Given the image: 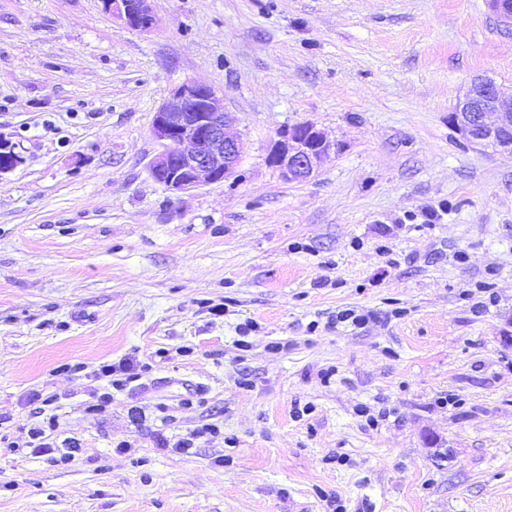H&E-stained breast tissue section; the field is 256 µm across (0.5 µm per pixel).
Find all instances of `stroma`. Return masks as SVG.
Wrapping results in <instances>:
<instances>
[{"label": "stroma", "instance_id": "1", "mask_svg": "<svg viewBox=\"0 0 512 512\" xmlns=\"http://www.w3.org/2000/svg\"><path fill=\"white\" fill-rule=\"evenodd\" d=\"M153 9L0 0V512H512V155L449 120L512 89L490 0ZM189 81L241 161L174 194L151 127ZM305 122L338 148L291 182ZM112 17L137 30H149L155 23L153 0H105ZM278 137L268 154V162L288 181L310 178L323 159L336 149V143L307 123L289 127L279 132ZM136 371L137 368L133 360L127 358L124 359L122 362H119L118 366L112 364H106L101 366L96 377H112V374L119 372L125 376L124 380L113 381L112 385H115L116 387H122L125 385V383L135 382L141 378V374Z\"/></svg>", "mask_w": 512, "mask_h": 512}]
</instances>
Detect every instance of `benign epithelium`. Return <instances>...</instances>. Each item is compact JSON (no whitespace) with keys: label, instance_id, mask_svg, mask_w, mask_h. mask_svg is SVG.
<instances>
[{"label":"benign epithelium","instance_id":"7a95c632","mask_svg":"<svg viewBox=\"0 0 512 512\" xmlns=\"http://www.w3.org/2000/svg\"><path fill=\"white\" fill-rule=\"evenodd\" d=\"M153 0H107L112 17L137 30L155 23ZM467 141L492 145L512 154V91L486 78L475 79L450 114ZM151 133L160 146L148 165L151 177L177 193L231 176L240 162L236 119L224 108V97L209 85L187 82L173 89L154 113ZM336 144L311 124H298L278 133L268 162L288 181L310 178ZM0 175L22 163L20 154L0 136Z\"/></svg>","mask_w":512,"mask_h":512}]
</instances>
